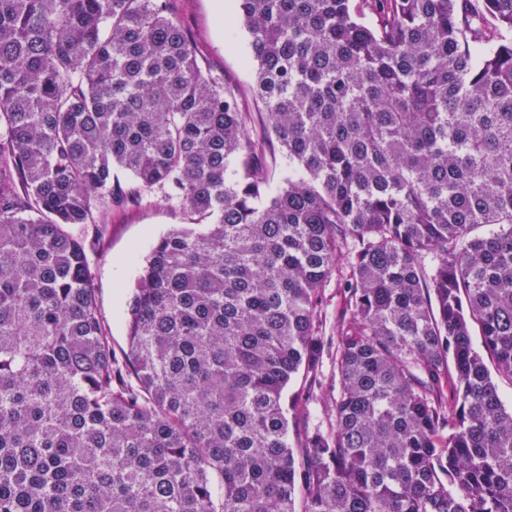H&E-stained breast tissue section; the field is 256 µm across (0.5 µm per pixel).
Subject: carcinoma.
Segmentation results:
<instances>
[{
    "label": "carcinoma",
    "instance_id": "carcinoma-1",
    "mask_svg": "<svg viewBox=\"0 0 512 512\" xmlns=\"http://www.w3.org/2000/svg\"><path fill=\"white\" fill-rule=\"evenodd\" d=\"M231 19L275 192L171 0H0V512H512V0ZM155 189L189 226L119 358L68 227ZM347 243L335 415L297 452L286 390Z\"/></svg>",
    "mask_w": 512,
    "mask_h": 512
}]
</instances>
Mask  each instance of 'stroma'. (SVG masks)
<instances>
[{"label": "stroma", "instance_id": "35a3bbf8", "mask_svg": "<svg viewBox=\"0 0 512 512\" xmlns=\"http://www.w3.org/2000/svg\"><path fill=\"white\" fill-rule=\"evenodd\" d=\"M233 0H174L173 12L190 35L198 57L212 75L236 86L245 102L244 127L262 147L271 188L281 186L285 160L271 131L267 113L253 95L254 69L247 62L250 37L245 29H228L224 23ZM185 215L165 200L161 192L143 193L137 204L113 207L99 226L73 228L84 241L95 288L98 311L111 337L116 355L127 350L124 302L136 275L134 258L146 256L157 239L169 229L185 223ZM354 252L342 248L336 269L320 293L319 333L327 345L312 374H299L292 391L308 401V415L299 417L290 431L293 447H300L307 430L328 428L334 414L339 377L336 340L339 328L350 318L346 288Z\"/></svg>", "mask_w": 512, "mask_h": 512}]
</instances>
